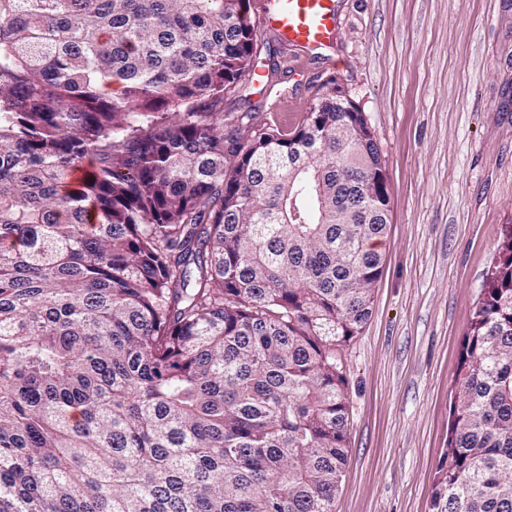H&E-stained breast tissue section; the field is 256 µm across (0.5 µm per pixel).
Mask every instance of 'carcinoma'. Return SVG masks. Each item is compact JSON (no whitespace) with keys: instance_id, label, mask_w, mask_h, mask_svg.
Returning <instances> with one entry per match:
<instances>
[{"instance_id":"1","label":"carcinoma","mask_w":512,"mask_h":512,"mask_svg":"<svg viewBox=\"0 0 512 512\" xmlns=\"http://www.w3.org/2000/svg\"><path fill=\"white\" fill-rule=\"evenodd\" d=\"M256 38L251 0H0V512H332L389 182L334 95L224 118ZM454 385L431 512H512V226Z\"/></svg>"}]
</instances>
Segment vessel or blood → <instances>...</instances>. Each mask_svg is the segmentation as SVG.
I'll return each mask as SVG.
<instances>
[{
  "mask_svg": "<svg viewBox=\"0 0 512 512\" xmlns=\"http://www.w3.org/2000/svg\"><path fill=\"white\" fill-rule=\"evenodd\" d=\"M264 25L288 45L317 50L338 36L335 0H262Z\"/></svg>",
  "mask_w": 512,
  "mask_h": 512,
  "instance_id": "vessel-or-blood-1",
  "label": "vessel or blood"
}]
</instances>
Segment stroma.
Returning a JSON list of instances; mask_svg holds the SVG:
<instances>
[{
    "mask_svg": "<svg viewBox=\"0 0 512 512\" xmlns=\"http://www.w3.org/2000/svg\"><path fill=\"white\" fill-rule=\"evenodd\" d=\"M312 54L259 28L224 113L292 127L339 79L390 187L372 315L344 348L348 457L333 512H431L464 338L512 225V0H338Z\"/></svg>",
    "mask_w": 512,
    "mask_h": 512,
    "instance_id": "35a3bbf8",
    "label": "stroma"
}]
</instances>
